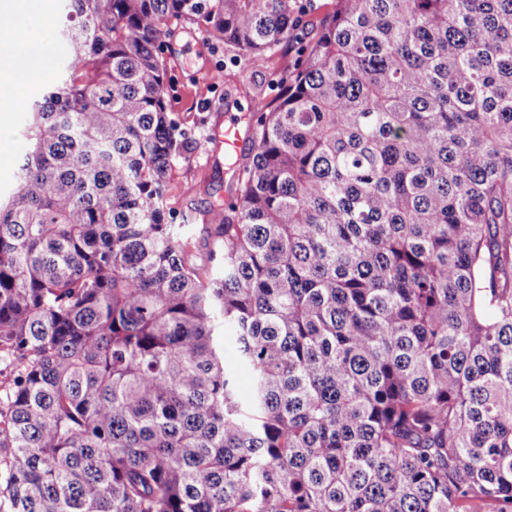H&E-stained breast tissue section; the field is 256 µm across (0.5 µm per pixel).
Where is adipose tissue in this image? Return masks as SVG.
<instances>
[{
	"label": "adipose tissue",
	"instance_id": "1",
	"mask_svg": "<svg viewBox=\"0 0 512 512\" xmlns=\"http://www.w3.org/2000/svg\"><path fill=\"white\" fill-rule=\"evenodd\" d=\"M45 0H0V74L12 77L15 83L25 84L44 77L49 60L40 49L41 37L32 32L25 37H17L8 28L9 20L36 11H45Z\"/></svg>",
	"mask_w": 512,
	"mask_h": 512
}]
</instances>
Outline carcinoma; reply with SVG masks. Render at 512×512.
Segmentation results:
<instances>
[{"label": "carcinoma", "mask_w": 512, "mask_h": 512, "mask_svg": "<svg viewBox=\"0 0 512 512\" xmlns=\"http://www.w3.org/2000/svg\"><path fill=\"white\" fill-rule=\"evenodd\" d=\"M172 20L301 53L235 191L180 216ZM300 26L298 0H64L0 196V512H512V0Z\"/></svg>", "instance_id": "carcinoma-1"}]
</instances>
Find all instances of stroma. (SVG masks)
Returning a JSON list of instances; mask_svg holds the SVG:
<instances>
[{"label": "stroma", "mask_w": 512, "mask_h": 512, "mask_svg": "<svg viewBox=\"0 0 512 512\" xmlns=\"http://www.w3.org/2000/svg\"><path fill=\"white\" fill-rule=\"evenodd\" d=\"M61 13V0H51L50 12L27 16L17 24L21 31H41L45 37L44 50L55 62L65 54L57 35ZM167 42L166 94L170 109L178 113L186 127L204 134L216 126L242 125L247 113L273 102L293 71V56L280 53L249 68H239L234 64L235 52L231 47L178 24L173 25ZM48 84L44 78L12 90L13 105L7 114L10 130L7 135H0L1 192H8L15 183L16 168L26 148V112ZM231 182L224 153L211 152L207 141H199L173 173L168 205L178 213L190 206L204 207L210 196H227Z\"/></svg>", "instance_id": "stroma-1"}]
</instances>
